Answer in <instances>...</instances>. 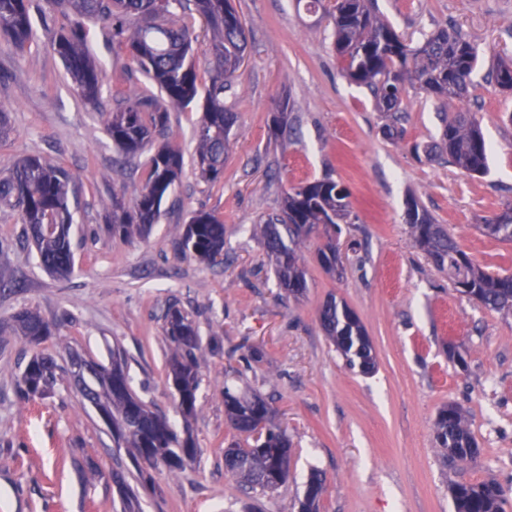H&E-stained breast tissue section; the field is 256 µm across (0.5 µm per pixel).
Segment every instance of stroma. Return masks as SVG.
Masks as SVG:
<instances>
[{
	"label": "stroma",
	"instance_id": "35a3bbf8",
	"mask_svg": "<svg viewBox=\"0 0 512 512\" xmlns=\"http://www.w3.org/2000/svg\"><path fill=\"white\" fill-rule=\"evenodd\" d=\"M231 4L248 48L225 98L237 123L224 172L214 183L198 176L201 103L170 108L164 140L182 153L183 172L151 233L129 241L108 230L112 196L138 195L146 159L118 155L104 116L74 94L50 47L68 18L49 0H32L30 43L20 49L0 34V111L12 128L0 142V173L36 155L61 164L75 184V267L66 279L39 265L20 212L0 207V325L23 308L61 320L58 337L41 346L61 363L72 351L104 363L121 347L133 392L178 431L185 423L166 382L169 305L189 314L207 347L191 424L197 459L174 473L150 469L146 482L73 380L58 381L45 399H23L18 379L31 348L0 336V512H298L314 469L325 478L320 512H456L451 487L488 480L500 484L512 512V315L461 296L413 245L406 224L413 197L474 263L512 273V242L478 229L512 201V93L490 75L498 57L512 58V0H377L381 18L405 38L454 28L481 54L463 100L443 108L407 88L399 135L344 72L330 19L296 0ZM86 28L107 72L128 71L131 93L148 88L127 53L106 48L99 24ZM459 110L481 123L487 175L412 150L439 139L442 112ZM280 111L287 127L274 141L268 126ZM325 177L348 189L359 220L337 237L343 277L320 263L326 234L311 237L303 250L308 288L294 299L277 287L254 227L278 212L291 185ZM198 209L224 220L223 265L181 250ZM330 299L360 318L376 355L372 374L346 366L324 332L320 310ZM251 345L264 357L249 365L242 356ZM452 345L461 360L449 357ZM228 385L263 397L287 429L288 479L275 493L247 497L224 469L225 448L240 439L224 413ZM448 404L468 419L476 461L452 460L435 444L433 423Z\"/></svg>",
	"mask_w": 512,
	"mask_h": 512
}]
</instances>
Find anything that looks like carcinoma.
<instances>
[{
	"label": "carcinoma",
	"instance_id": "carcinoma-1",
	"mask_svg": "<svg viewBox=\"0 0 512 512\" xmlns=\"http://www.w3.org/2000/svg\"><path fill=\"white\" fill-rule=\"evenodd\" d=\"M296 2L305 3L310 12L322 10L333 21L336 52L347 76L370 90L375 110L392 123L403 119L407 83L436 97L443 107L469 93L480 53L459 31L440 28L412 46L380 18L375 0ZM52 5L64 15L103 22L106 45L125 51L138 71L165 96L162 101L148 91L129 96L121 88L126 74L115 78L108 75L90 54L84 24L56 32L52 49L82 101L100 107L101 85L107 79H115L116 109L108 113L105 124L115 150L122 157L133 159L154 149L146 161L145 184L132 204L126 206L112 196V236L122 240L144 238L182 171L179 151L166 143L155 147L153 141L164 136L168 106L188 107L202 85L204 113L196 129L197 167L207 182L217 181L223 172L235 123V113L224 105V93L232 89V79L247 50L241 20L230 0H52ZM197 16L213 33L212 53L217 62L206 85L202 84L192 48L191 28ZM0 32L20 48L30 42V0H0ZM493 73L496 86L511 92L512 60L497 59ZM412 150L423 152L431 161L446 155L448 162L470 175L482 176L489 170L481 124L471 112H456L444 118L440 140L415 143ZM69 191L67 170L41 157H23L8 175L0 177V206L19 210L26 233L35 243L39 264L61 279L74 271ZM355 220L349 192L335 180L325 177L291 186L281 214L259 225L278 287L295 298L303 295L308 288L306 270L301 265L304 243L321 226L353 224ZM49 224L53 225L50 233ZM407 224L414 246L436 269L448 273L454 287L469 288L478 304L489 310L512 314V273H493L475 264L445 226L436 223L413 198L407 201ZM482 230L490 238L512 242V209H498L485 219ZM181 244L194 259L217 263L224 252V220L208 211L194 212L182 233ZM320 321L348 366L363 374L373 371L371 344L361 321L348 306L334 300L326 302ZM62 323L61 319L48 321L29 308L12 316V333L36 349L20 379L21 390L29 400L47 396L65 372L53 357L37 350L56 335ZM164 330L171 349L167 381L175 388L180 412L188 421L196 415L202 339L193 320L176 305L165 314ZM89 366L96 369L95 374L83 373L76 381L85 400L110 412L116 447L131 449L135 460L150 468L162 464L177 471L184 467L185 458L196 459L197 448L191 435L180 437L132 392L123 351L114 348L109 363L92 361ZM224 410L234 429L249 440L245 447L237 444L224 449L225 469L250 493L274 492L288 478L286 463L291 441L286 429L275 422L263 399L235 392L228 386L224 387ZM434 438L438 447L459 461L480 452L465 415L453 404L438 411ZM323 493V475L314 472L306 484L299 512H319ZM451 495L456 512H504L503 491L494 481L456 484Z\"/></svg>",
	"mask_w": 512,
	"mask_h": 512
}]
</instances>
